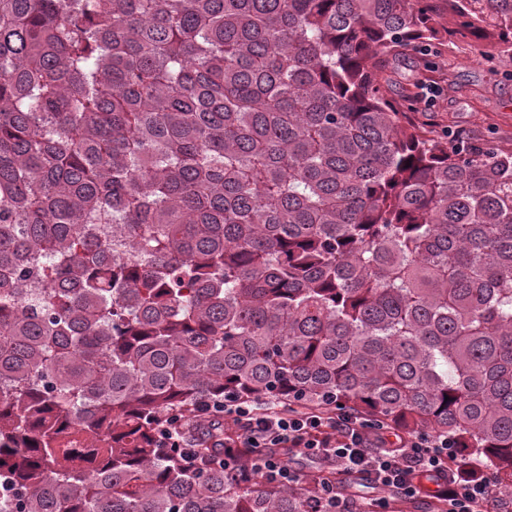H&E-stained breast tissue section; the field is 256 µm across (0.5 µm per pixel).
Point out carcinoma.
Instances as JSON below:
<instances>
[{
	"label": "carcinoma",
	"mask_w": 512,
	"mask_h": 512,
	"mask_svg": "<svg viewBox=\"0 0 512 512\" xmlns=\"http://www.w3.org/2000/svg\"><path fill=\"white\" fill-rule=\"evenodd\" d=\"M512 56V0H455ZM430 0H0V512H316L171 414L446 435L512 488V150L383 94ZM186 420L184 416H175L168 419V426H165L160 432L158 439L160 445L162 447H171L178 448L179 456L183 463V466L187 469H192L196 465V456L192 451L187 450L185 448H193L192 445L184 443L182 440L176 437V433H178V428L182 425V423ZM180 448H183L180 450Z\"/></svg>",
	"instance_id": "carcinoma-1"
}]
</instances>
